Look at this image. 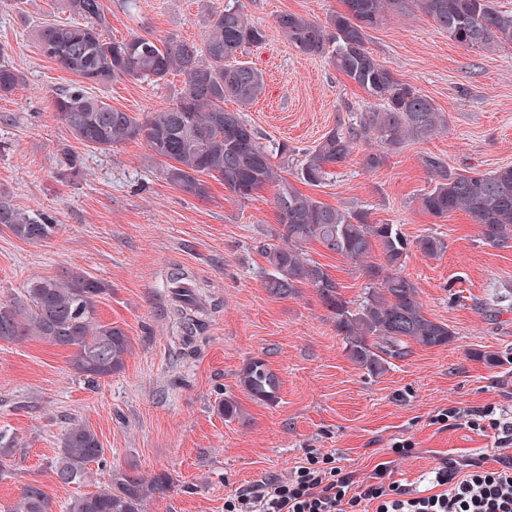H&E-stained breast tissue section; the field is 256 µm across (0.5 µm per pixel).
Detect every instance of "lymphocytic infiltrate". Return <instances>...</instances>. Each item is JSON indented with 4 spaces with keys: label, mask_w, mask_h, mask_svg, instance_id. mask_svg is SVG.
Masks as SVG:
<instances>
[{
    "label": "lymphocytic infiltrate",
    "mask_w": 512,
    "mask_h": 512,
    "mask_svg": "<svg viewBox=\"0 0 512 512\" xmlns=\"http://www.w3.org/2000/svg\"><path fill=\"white\" fill-rule=\"evenodd\" d=\"M441 418L491 436L502 450L497 468L477 465L463 474L440 468L438 492L412 497L380 473L353 491L332 459L312 455L288 476L225 498L224 512H512V411L493 404L451 407Z\"/></svg>",
    "instance_id": "1"
}]
</instances>
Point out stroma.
Here are the masks:
<instances>
[{
    "label": "stroma",
    "mask_w": 512,
    "mask_h": 512,
    "mask_svg": "<svg viewBox=\"0 0 512 512\" xmlns=\"http://www.w3.org/2000/svg\"><path fill=\"white\" fill-rule=\"evenodd\" d=\"M244 2L266 34L244 58L264 72L266 88L243 116L264 144L293 147V172L327 130L358 121L373 102L323 58L292 47L276 25L285 12L324 21L342 10V0ZM103 4L113 38L200 44L207 13L223 9L224 0ZM66 18L62 0H0V51L24 77L0 96V196L58 226L35 245L0 225V300L22 296L32 278L80 269L108 284L99 316L125 329L131 352L121 373L90 382L71 369L67 351L0 342V435L11 447L0 508L36 481L52 512H65L72 497L127 470L146 478L164 472L173 482L145 512H224L225 497L290 473L312 452L335 458L355 484L382 466L387 481L414 493L429 488L433 471L448 461L459 469L494 467L491 438L437 424L435 416L451 406H512V248L485 245L466 215L434 218L417 198L430 187L429 156L463 172L512 165V45L468 51L415 7L369 32V51L447 112L449 130L406 142L373 172L354 154L324 184L303 191L331 206L365 209L411 240L445 238L440 258L410 251L404 273L428 317L453 332L448 346L411 345L372 375L351 362L314 288L302 286L288 299L266 292L261 247L277 224L275 187L244 201L214 180L208 198H192L165 180L144 142L100 151L75 139L52 110L55 93L74 76L44 57L35 37L39 26ZM183 86V76L172 75L159 85L122 80L93 93L143 117ZM304 252L327 268L347 301L361 302L366 280L345 258L315 242ZM178 269L188 272L205 308L189 336L173 314L169 279ZM256 358L280 379L275 402L253 401L239 387V373ZM229 396L243 419L219 412ZM75 421L97 432L105 455L92 464L90 480L63 485L51 463ZM405 441L410 453H396Z\"/></svg>",
    "instance_id": "stroma-1"
}]
</instances>
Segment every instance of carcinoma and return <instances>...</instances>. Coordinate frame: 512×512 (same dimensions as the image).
Instances as JSON below:
<instances>
[{"label":"carcinoma","instance_id":"cac0c4a2","mask_svg":"<svg viewBox=\"0 0 512 512\" xmlns=\"http://www.w3.org/2000/svg\"><path fill=\"white\" fill-rule=\"evenodd\" d=\"M64 4L70 21L45 24L35 36L45 57L79 78L53 100V111L77 140L105 151L143 138L151 157L164 164L165 179L189 197H208L211 178L241 199L265 186L277 187V229L271 232L276 242L261 249L268 266L264 288L273 297L288 299L304 284L313 287L351 361L360 368L381 374L388 358L402 357L412 344L448 345V324L427 316L416 284L401 271L411 248L437 258L448 248L446 240L427 234L412 242L397 225L371 221L364 209L337 208L303 193L284 176L288 145L268 149L244 119L242 110L262 95L266 83L262 70L240 60L248 46L265 41V31L249 20L242 0H225L223 10L208 15V34L201 47L138 35L112 39L105 36L109 22L101 0ZM411 5L450 40L474 52L512 45V12L500 9L496 0H343V10L322 23L295 13L280 14L276 23L289 44L325 58L376 101L360 113L359 121L337 124L306 152L298 173L301 183L321 184L330 175L329 168L346 162L360 148L365 150L363 165L375 171L406 142L431 139L448 128L446 113L412 83L394 76L366 47L368 31ZM175 73L185 77L181 92L144 119L90 93L92 87L125 78L159 84ZM21 83L23 75L16 68L0 63V95L13 93ZM227 99L240 110L224 109ZM427 165L432 187L419 198L423 211L436 218L464 213L478 225L484 244L512 248V166L471 175L435 158ZM0 224L31 244L44 243L57 232L48 218L20 210L1 197ZM310 241L363 271L369 286L359 305L345 300L336 279L305 257L302 246ZM376 247L378 262L372 260ZM184 280L180 271L171 274L183 315L195 307ZM107 291L104 282L77 269L35 278L22 297L0 301V342L39 341L62 348L69 352L75 373L91 381L119 373L130 352V338L122 327L99 317V299ZM239 384L256 400L278 399L280 379L260 359L248 363ZM103 455L98 434L90 426L71 424L52 465L55 480L63 485L84 480L89 464L101 462ZM171 488L164 473L150 479L113 474L105 488L73 497L67 512H144L148 499L164 496ZM5 512H50L49 497L39 483H26Z\"/></svg>","mask_w":512,"mask_h":512}]
</instances>
